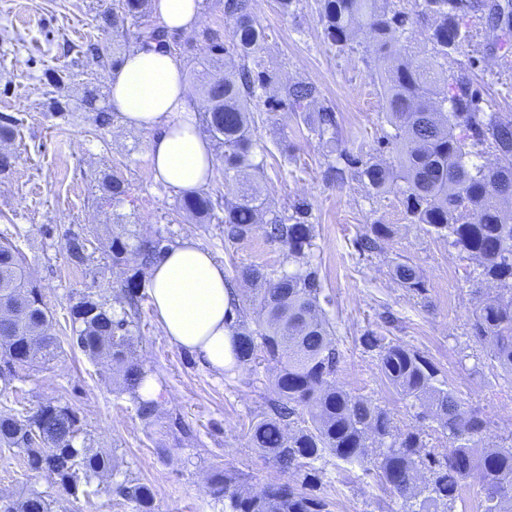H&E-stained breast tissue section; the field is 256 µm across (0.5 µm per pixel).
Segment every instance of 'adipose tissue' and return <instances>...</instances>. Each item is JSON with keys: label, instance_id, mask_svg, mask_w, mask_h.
Masks as SVG:
<instances>
[{"label": "adipose tissue", "instance_id": "obj_1", "mask_svg": "<svg viewBox=\"0 0 512 512\" xmlns=\"http://www.w3.org/2000/svg\"><path fill=\"white\" fill-rule=\"evenodd\" d=\"M200 0H154L171 32L188 33L200 22ZM110 102L121 122L150 133L148 155L155 180L179 192L202 188L214 155L189 104L181 60L172 53L136 47L111 75ZM146 288L164 334L217 370L235 364V338L227 325L233 290L224 266L191 241L161 254Z\"/></svg>", "mask_w": 512, "mask_h": 512}]
</instances>
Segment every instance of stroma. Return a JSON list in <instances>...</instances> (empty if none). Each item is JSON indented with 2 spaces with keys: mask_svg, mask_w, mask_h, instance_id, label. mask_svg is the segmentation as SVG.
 I'll return each instance as SVG.
<instances>
[{
  "mask_svg": "<svg viewBox=\"0 0 512 512\" xmlns=\"http://www.w3.org/2000/svg\"><path fill=\"white\" fill-rule=\"evenodd\" d=\"M115 0H0V116L23 121L4 145L14 158L0 173V234L13 238L26 255L33 279L52 315V332L61 345L55 359L35 364L17 381L19 401L0 397V411L33 412L42 402L68 404L78 411L93 445L114 455V482L134 479L155 494L156 512H224L210 492L208 478L221 469L258 490L286 475L253 448L249 424L267 411L275 394L264 365L251 363L219 372L173 344L155 320L149 297H142L133 343L149 376L158 384V413L145 421L132 395L110 367L69 344L70 308L80 294L122 298L123 278L108 257L113 233L141 237L158 234L174 242L191 239L221 262L227 275L243 265L287 268V250L262 233L232 244L218 222L198 224L176 210L177 192L154 180L147 154V132L124 127L119 118L97 125L83 109L86 86L99 89L98 105L109 106L112 60L136 45L132 31L101 30V13ZM249 9L267 39L258 56L274 82L314 83L320 99L337 116V137L350 157L393 164L383 148L392 128L386 120L381 84L371 76L377 46L358 33L345 50L323 35L319 0H298L281 13L276 0H250ZM484 19L470 22L462 53L448 58L449 69H469L482 98L512 114V49L491 48ZM95 43L104 65L88 64L84 51ZM58 69L61 86L46 84L44 73ZM67 101L66 115L45 103ZM258 181L273 210L305 201L316 229L315 261L323 285L322 306L341 353L339 386L387 409L400 428L415 419L406 401L387 383L375 353L360 344L373 331L400 342L430 360L448 390L486 421L483 444H512V374L494 362L472 334L476 297L466 261L422 225L409 223L399 198L360 181L336 182L334 164L313 116L288 112L258 100L254 108ZM123 178L131 195L120 203L99 204L102 173ZM386 224L389 238L378 251L359 253L355 241L371 225ZM85 231L92 239L84 265L70 264L66 236ZM419 268L425 290L416 294L392 278L396 263ZM316 493L330 512H402L400 498L374 473L325 456L317 464ZM53 491L54 482L35 476L18 448L0 447V495L19 496L26 487Z\"/></svg>",
  "mask_w": 512,
  "mask_h": 512,
  "instance_id": "35a3bbf8",
  "label": "stroma"
}]
</instances>
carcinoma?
<instances>
[{"label": "carcinoma", "mask_w": 512, "mask_h": 512, "mask_svg": "<svg viewBox=\"0 0 512 512\" xmlns=\"http://www.w3.org/2000/svg\"><path fill=\"white\" fill-rule=\"evenodd\" d=\"M147 2L118 0L114 14L104 16V21H112L115 28L117 18L129 19L136 26L139 46L169 50L164 28L142 24ZM320 2L330 44L345 48L355 29L363 27L379 47L376 75L394 130L385 136V145L397 159L395 168L361 164L341 150L338 158L356 167L348 173L332 165L329 173L339 182L349 175L377 191H392L411 223L425 225L427 233L476 263V283L491 284L495 291L475 289L479 298L472 312L473 334L497 364L512 373V262L500 257V251L512 250V212L504 207L512 199V117L483 104L465 69L448 73L441 64L461 51L476 13L487 12L490 27H496V2L414 0L409 11L394 7L393 0ZM224 12L235 18L230 41L220 42L209 32L202 35L200 78L205 101L201 133L224 149L225 192L216 198L209 191L185 193L177 199V209L205 221L219 208L224 212L225 240L235 243L261 231L266 239L286 247L296 263L293 271L259 265L236 269L238 281L257 287L259 318L250 326L247 312L238 307L230 326L237 336V362H266L277 395L269 411L251 422V444L281 471L302 472L304 477L299 485L275 482L253 491L231 473L216 472L210 478L212 496L227 501L228 512H329L328 503L309 489L316 481L315 463L330 455L374 469L382 485L407 505L405 512H451L473 471L479 474L484 512H512V446L478 450L485 420L444 388L439 370L418 352L372 331L361 336L364 349L377 352L382 373L408 401L415 420L435 423L433 431L448 440L440 452L426 450L423 429L398 428L386 410L336 385L340 351L320 306L322 283L314 263L316 234L308 205L299 202L291 212H274L264 222L262 216L270 207L255 184L231 176L251 166L262 169L252 163L258 147L252 133V104L271 78L257 69L264 31L248 12L247 0H224ZM416 26L427 28L432 45L431 54L423 58L410 54L396 38ZM231 56L241 64L228 76L223 67ZM319 97L312 83L295 81L279 87L277 104L288 112H308ZM315 131L328 136L329 147L337 146L332 107L317 109ZM486 152L496 161H473ZM102 184L100 203L110 205L128 197L129 186L117 175H104ZM390 235L389 225L373 224L357 245L363 252L373 251ZM89 244L84 232L67 236L71 264L84 263ZM110 249L112 265L126 267L125 308L118 313L105 299L80 295L70 311L72 345L92 359L110 363L125 389L135 391L147 376L131 336L139 290L146 270L169 243L160 235L148 239L123 232L112 236ZM392 275L406 290L423 292L422 275L415 266L397 263ZM9 292L15 294L13 305L0 309V394L14 390L20 372L32 364L34 357L27 356L23 346L50 319L25 255L1 236L0 294ZM35 428L43 432L41 445L31 441ZM0 447L24 449L29 470L49 472L71 497L113 490L132 502L135 512H155L149 485L129 480L104 484L115 470L112 456L90 447L82 419L67 404L48 401L21 417L0 413ZM54 503L50 493L29 489L8 501L1 496L0 512H53Z\"/></svg>", "instance_id": "obj_1"}]
</instances>
